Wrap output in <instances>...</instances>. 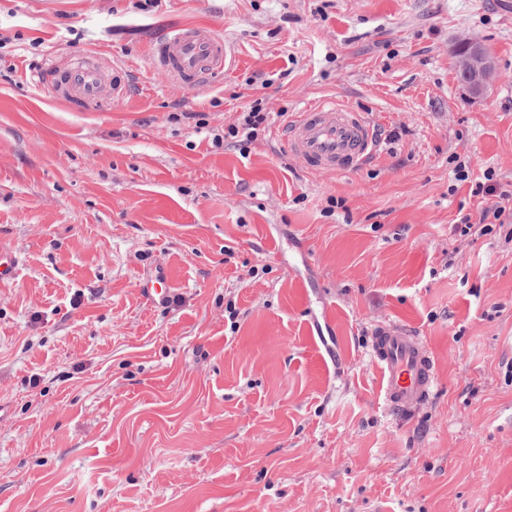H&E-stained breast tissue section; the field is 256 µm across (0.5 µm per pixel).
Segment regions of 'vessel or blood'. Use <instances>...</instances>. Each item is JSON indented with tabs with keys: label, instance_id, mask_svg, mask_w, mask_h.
Listing matches in <instances>:
<instances>
[{
	"label": "vessel or blood",
	"instance_id": "vessel-or-blood-1",
	"mask_svg": "<svg viewBox=\"0 0 512 512\" xmlns=\"http://www.w3.org/2000/svg\"><path fill=\"white\" fill-rule=\"evenodd\" d=\"M227 50L209 29L178 26L160 35L150 47L154 68L191 85L222 69ZM64 101L95 106L110 89L108 74L88 56L73 59L64 70L48 73ZM289 154L312 171L345 173L363 166L374 152V129L355 109L322 102L305 108L285 128ZM380 376L387 408L410 412L426 402L438 380L432 351L421 336L395 323L380 325L369 350Z\"/></svg>",
	"mask_w": 512,
	"mask_h": 512
}]
</instances>
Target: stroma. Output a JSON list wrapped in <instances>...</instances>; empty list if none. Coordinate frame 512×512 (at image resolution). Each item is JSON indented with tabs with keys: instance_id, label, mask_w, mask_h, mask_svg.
<instances>
[{
	"instance_id": "1",
	"label": "stroma",
	"mask_w": 512,
	"mask_h": 512,
	"mask_svg": "<svg viewBox=\"0 0 512 512\" xmlns=\"http://www.w3.org/2000/svg\"><path fill=\"white\" fill-rule=\"evenodd\" d=\"M134 2L0 0V512H512V223L454 231L484 170L512 189V0ZM180 24L229 49L205 84L149 63ZM462 39L498 69L476 102ZM89 53L121 96L38 81ZM257 99L269 132L215 146ZM324 100L377 131L355 171L281 140ZM388 319L438 371L404 415ZM370 360L380 376L387 408L411 412L426 402L438 380L432 351L421 336L395 323L382 324L372 336Z\"/></svg>"
}]
</instances>
